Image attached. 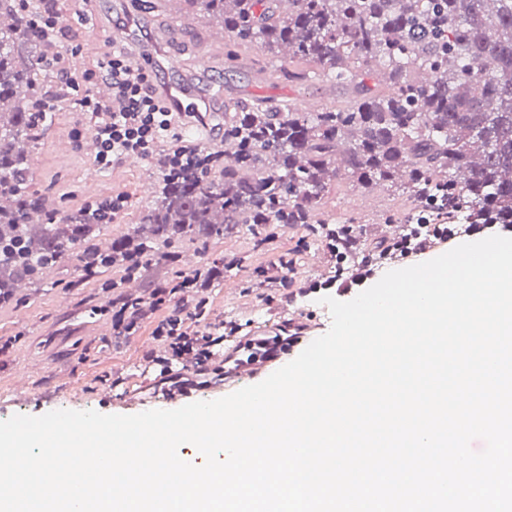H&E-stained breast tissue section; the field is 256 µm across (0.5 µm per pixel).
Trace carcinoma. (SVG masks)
<instances>
[{"instance_id": "1", "label": "carcinoma", "mask_w": 512, "mask_h": 512, "mask_svg": "<svg viewBox=\"0 0 512 512\" xmlns=\"http://www.w3.org/2000/svg\"><path fill=\"white\" fill-rule=\"evenodd\" d=\"M222 19L233 42H255L352 90L321 112L260 100L224 121V150L161 174L147 234L108 250L83 209L62 215L32 190L29 158L49 116L36 77L46 37L21 0H0V289L33 281L66 256L123 262L158 244L208 241L237 227L307 224L328 233L317 207L347 176L386 184L411 204L407 233L425 224H512V0H194ZM388 79L370 87L368 77Z\"/></svg>"}]
</instances>
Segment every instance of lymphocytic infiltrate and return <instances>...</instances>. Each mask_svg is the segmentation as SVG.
Masks as SVG:
<instances>
[{
    "label": "lymphocytic infiltrate",
    "mask_w": 512,
    "mask_h": 512,
    "mask_svg": "<svg viewBox=\"0 0 512 512\" xmlns=\"http://www.w3.org/2000/svg\"><path fill=\"white\" fill-rule=\"evenodd\" d=\"M77 48H70L68 55H57L52 64L57 67L61 83L68 96L73 98L80 111L90 113L94 123L90 131L97 143L94 162L98 168L108 170L125 157L137 155L157 159L173 173L202 164L204 152L179 136V126L193 121L190 112L170 111L156 91L154 80L144 69L132 66L119 52L107 54L97 68L74 74L67 62L68 56L77 55ZM106 83L114 100L120 102L119 110H112L90 93L92 86ZM456 232L450 225H431L427 234L410 239L399 237L384 247L387 258L410 260L434 251L439 245L455 239ZM359 240L352 226H344L337 234L335 244L329 245L330 254L338 263L336 278L337 296L352 294L367 275L375 271L371 261H364L359 273L349 272L344 262L355 254ZM222 274L220 267L210 268L203 278L186 277L171 289L157 288L149 297L121 295L112 301V329L114 336L131 335L144 319L154 316L171 299H178L179 307L173 314L159 320L153 336L166 354L181 360L186 373L202 374L203 367L215 357L217 343L209 328L202 326L207 300L200 294V285L211 282Z\"/></svg>",
    "instance_id": "1"
}]
</instances>
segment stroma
Returning <instances> with one entry per match:
<instances>
[{"label": "stroma", "instance_id": "obj_1", "mask_svg": "<svg viewBox=\"0 0 512 512\" xmlns=\"http://www.w3.org/2000/svg\"><path fill=\"white\" fill-rule=\"evenodd\" d=\"M111 0H52L54 10L68 26L59 41L63 47L77 46L79 69L93 68L97 56L85 53L86 44L103 41L112 48L111 30L139 24V40L123 42L129 56L148 52L159 57L178 56L185 75L219 84L224 110L213 112L188 130L187 139L208 149L219 144L225 109L255 99L279 101L300 107L303 100L319 99L322 108L345 104L350 94L315 76L309 64L297 65V78L282 72L283 61L256 43L232 46L211 45V33L223 31L219 20L208 17L188 0H151V8L136 0H124L121 12L109 9ZM84 13V24H73L76 13ZM50 105L52 124L39 136L32 153V187L53 206L72 211L87 205L92 197L123 194L124 209L111 223L101 225L96 241L108 245L134 237L141 216L152 208L156 194H143V181L158 183L153 160L139 165L119 163L97 171L94 159L71 140L74 128L89 131L88 115L77 112L70 97L55 81L43 84ZM97 175L95 194H88L89 175ZM323 221L333 224L355 218L365 238L381 237L389 223H403L410 208L390 188L361 189L346 178L331 183L318 206ZM176 262L150 260L133 282L140 294L173 285L179 273L192 266L223 267L224 275L203 295L208 300L206 321L219 327L236 322L247 336H273L282 317L293 311L314 335L325 334L331 326L328 307L318 294L289 299L287 290L267 283L263 274L270 263L285 257L294 267L309 270L312 281L323 282L336 274V263L321 241L309 236L299 224H273L265 238L246 229L210 239L201 244L188 240L174 244ZM118 268L103 270L98 279H85L77 261L64 258L47 268L34 284H20L14 300L0 307V336L13 338L12 349L0 354V421L13 415L39 416L52 410H95L103 414L132 415L165 408L166 393L174 390V378L181 376L180 364H172L169 375L149 360L159 344L153 339L152 321H144L133 335L116 338L110 332L111 318L103 310L112 303L104 282L121 279ZM28 373L31 399L14 403L12 393L19 374Z\"/></svg>", "mask_w": 512, "mask_h": 512}]
</instances>
